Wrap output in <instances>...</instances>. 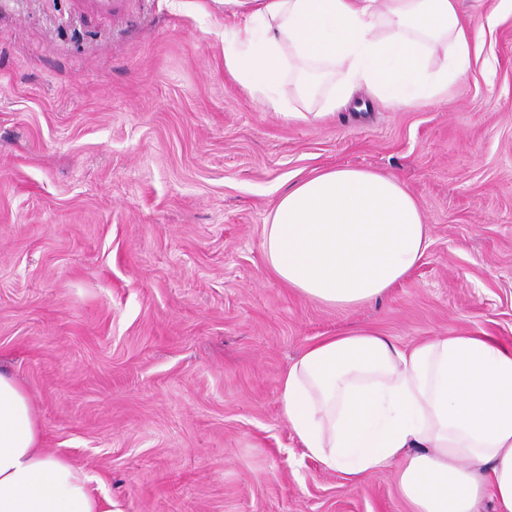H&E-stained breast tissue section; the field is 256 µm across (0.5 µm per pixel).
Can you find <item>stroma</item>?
<instances>
[{
	"label": "stroma",
	"mask_w": 512,
	"mask_h": 512,
	"mask_svg": "<svg viewBox=\"0 0 512 512\" xmlns=\"http://www.w3.org/2000/svg\"><path fill=\"white\" fill-rule=\"evenodd\" d=\"M460 6L503 18L434 100L288 122L225 75L222 0H0V371L47 454L121 512H408L394 468L308 457L279 384L355 328L512 348V6ZM339 166L402 183L431 240L347 309L262 256L280 195Z\"/></svg>",
	"instance_id": "obj_1"
}]
</instances>
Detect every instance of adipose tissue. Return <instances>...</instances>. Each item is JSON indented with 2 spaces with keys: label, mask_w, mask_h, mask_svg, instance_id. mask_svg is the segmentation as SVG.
Instances as JSON below:
<instances>
[{
  "label": "adipose tissue",
  "mask_w": 512,
  "mask_h": 512,
  "mask_svg": "<svg viewBox=\"0 0 512 512\" xmlns=\"http://www.w3.org/2000/svg\"><path fill=\"white\" fill-rule=\"evenodd\" d=\"M224 69L262 110L316 121L356 93L411 105L468 73L485 29L459 0H224ZM335 92L324 90L333 75ZM429 245L397 180L350 167L290 185L265 227L268 267L301 296L337 307L377 301ZM297 441L358 480L396 467L411 512H512V349L480 333L402 348L370 329L325 336L280 382ZM92 475L46 454L24 389L0 373V512H119Z\"/></svg>",
  "instance_id": "adipose-tissue-1"
}]
</instances>
